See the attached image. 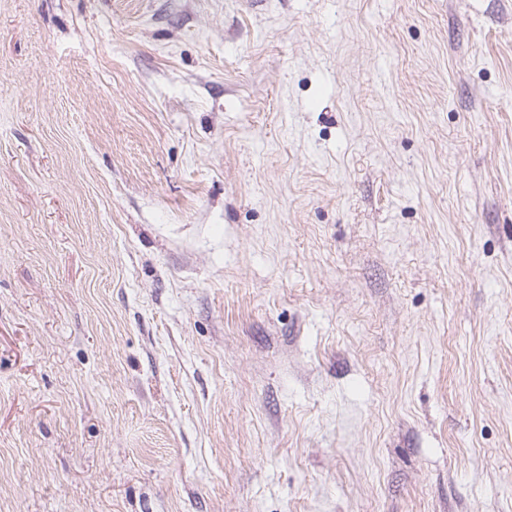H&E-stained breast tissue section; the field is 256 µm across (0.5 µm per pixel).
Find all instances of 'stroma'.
Returning a JSON list of instances; mask_svg holds the SVG:
<instances>
[{"instance_id":"obj_1","label":"stroma","mask_w":512,"mask_h":512,"mask_svg":"<svg viewBox=\"0 0 512 512\" xmlns=\"http://www.w3.org/2000/svg\"><path fill=\"white\" fill-rule=\"evenodd\" d=\"M0 512H512V0H0Z\"/></svg>"}]
</instances>
